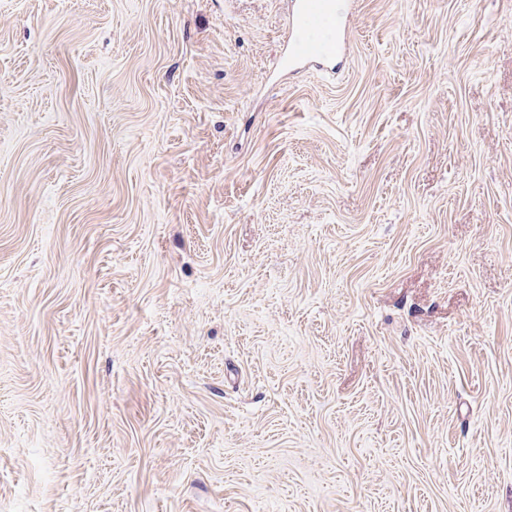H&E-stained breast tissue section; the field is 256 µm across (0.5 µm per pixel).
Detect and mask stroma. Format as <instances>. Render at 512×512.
<instances>
[{
    "label": "stroma",
    "instance_id": "obj_1",
    "mask_svg": "<svg viewBox=\"0 0 512 512\" xmlns=\"http://www.w3.org/2000/svg\"><path fill=\"white\" fill-rule=\"evenodd\" d=\"M0 0V512H512V0ZM349 0H291L289 12L290 37L280 67L299 73L306 66H326L336 70L350 53L346 19ZM321 25L330 27L327 40L310 41L308 31Z\"/></svg>",
    "mask_w": 512,
    "mask_h": 512
}]
</instances>
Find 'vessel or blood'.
I'll return each instance as SVG.
<instances>
[{
  "label": "vessel or blood",
  "instance_id": "b4317fda",
  "mask_svg": "<svg viewBox=\"0 0 512 512\" xmlns=\"http://www.w3.org/2000/svg\"><path fill=\"white\" fill-rule=\"evenodd\" d=\"M349 0H290V37L281 68L300 72L308 66L337 69L350 52L346 19Z\"/></svg>",
  "mask_w": 512,
  "mask_h": 512
}]
</instances>
